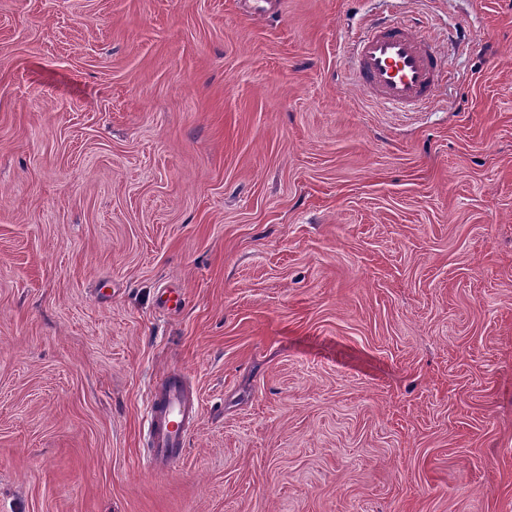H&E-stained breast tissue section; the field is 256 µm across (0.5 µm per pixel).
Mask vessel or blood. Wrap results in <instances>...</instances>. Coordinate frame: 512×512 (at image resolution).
Instances as JSON below:
<instances>
[{"mask_svg":"<svg viewBox=\"0 0 512 512\" xmlns=\"http://www.w3.org/2000/svg\"><path fill=\"white\" fill-rule=\"evenodd\" d=\"M355 55V80L370 97L404 109L430 102L438 57L432 44L406 23L372 25L357 42ZM197 414L198 403L181 370L158 378L150 409L148 467L165 470L183 458Z\"/></svg>","mask_w":512,"mask_h":512,"instance_id":"1","label":"vessel or blood"}]
</instances>
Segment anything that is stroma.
<instances>
[{
    "label": "stroma",
    "mask_w": 512,
    "mask_h": 512,
    "mask_svg": "<svg viewBox=\"0 0 512 512\" xmlns=\"http://www.w3.org/2000/svg\"><path fill=\"white\" fill-rule=\"evenodd\" d=\"M0 512H512V0H0ZM355 55V81L370 97L404 109L430 102L438 57L405 22L372 25ZM197 414L198 403L181 370L174 369L158 378L150 409L152 451L146 460L148 467L165 470L183 458L187 434Z\"/></svg>",
    "instance_id": "obj_1"
}]
</instances>
